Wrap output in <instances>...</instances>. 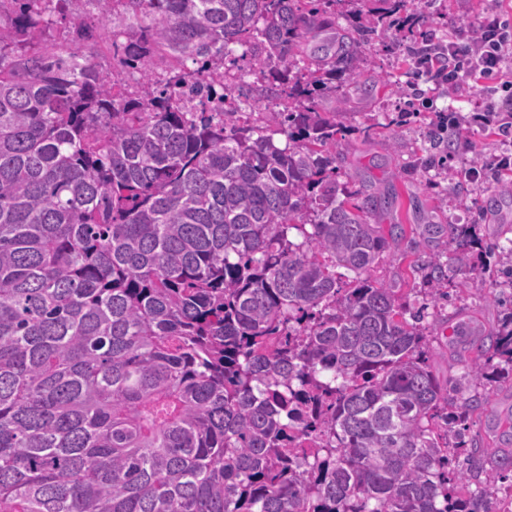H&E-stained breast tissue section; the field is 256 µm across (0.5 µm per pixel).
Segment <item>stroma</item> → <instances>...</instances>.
Wrapping results in <instances>:
<instances>
[{
	"label": "stroma",
	"instance_id": "obj_1",
	"mask_svg": "<svg viewBox=\"0 0 512 512\" xmlns=\"http://www.w3.org/2000/svg\"><path fill=\"white\" fill-rule=\"evenodd\" d=\"M512 9V0H423L422 24L402 44L386 46L374 42L367 73L381 79L406 75L408 87L395 92L377 86L370 98L350 89V101L338 121L348 127L341 147L344 166L365 189L385 191L396 200L388 211L375 216L381 229L399 224L404 233L392 244L370 276L402 288L410 302L421 301L426 282L421 270L438 255H448L446 243L426 242L416 226L423 220L436 224H469L475 243L465 265L448 266V302L432 310L423 320L430 329L431 343L438 353L433 364L440 380H462L466 372L468 337L457 330L464 316L476 318L486 329L494 327L504 310H512V292L492 300V285L498 276L512 271V196L501 188L512 183L502 176L476 186L463 173L475 164L490 162L501 149L499 137L490 130L460 125L437 132L438 116L447 110L469 116L476 107L499 103L489 84L482 83L450 95L435 89L414 67L406 49L419 39L447 42L467 34L491 4ZM489 407L472 415L471 431L484 445L493 440L486 434L489 412L512 410V381L486 382L483 389Z\"/></svg>",
	"mask_w": 512,
	"mask_h": 512
}]
</instances>
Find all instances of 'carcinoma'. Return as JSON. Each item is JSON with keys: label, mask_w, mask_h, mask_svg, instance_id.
I'll use <instances>...</instances> for the list:
<instances>
[{"label": "carcinoma", "mask_w": 512, "mask_h": 512, "mask_svg": "<svg viewBox=\"0 0 512 512\" xmlns=\"http://www.w3.org/2000/svg\"><path fill=\"white\" fill-rule=\"evenodd\" d=\"M93 2L133 91L84 0H0V512H490L512 415L470 436L487 396L438 380L425 307L369 276L392 201L339 180L319 103L416 0ZM199 65L284 109L254 138L172 100ZM419 230L465 264L467 230ZM468 335V381L512 378V313Z\"/></svg>", "instance_id": "obj_1"}]
</instances>
